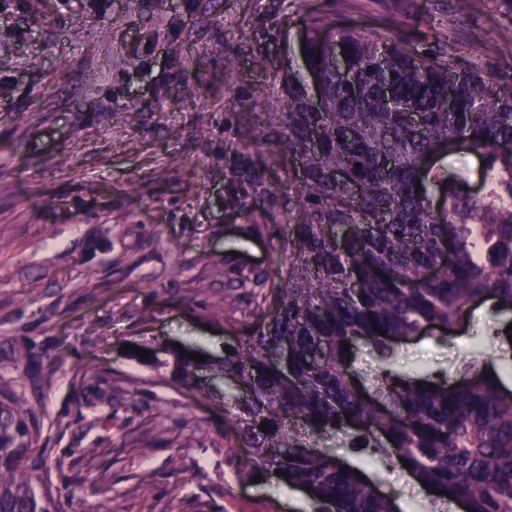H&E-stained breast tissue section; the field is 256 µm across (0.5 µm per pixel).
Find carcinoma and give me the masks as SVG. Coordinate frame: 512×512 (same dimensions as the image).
Returning <instances> with one entry per match:
<instances>
[{"label":"carcinoma","mask_w":512,"mask_h":512,"mask_svg":"<svg viewBox=\"0 0 512 512\" xmlns=\"http://www.w3.org/2000/svg\"><path fill=\"white\" fill-rule=\"evenodd\" d=\"M327 31L345 74L323 46ZM434 35L445 55L423 58L401 38L313 14L266 113L269 142L302 169L301 207L254 281L279 298L278 316L266 321L257 304L224 349V377L237 383L224 395V413L252 449L240 479L301 483L335 512H396L401 493H382L358 466L344 470L330 439L370 455L377 468L409 463L419 485L440 490L429 494L435 506L451 498L472 512H512V389L495 365L481 364L478 351L451 385L437 373L395 367L398 343L430 326L456 328L486 295L512 308V152L499 150L512 143V74L462 62L448 54L446 31ZM309 72L322 81L319 112L307 104ZM390 98L403 111H391ZM444 141L481 161L479 194L448 171L446 152L421 165ZM344 225L351 233L338 247L329 229ZM448 243L452 259L426 278ZM356 341L377 353L371 381L344 350ZM170 355L171 381L202 385L197 362ZM29 415L10 383H0V512H56L35 490L43 463Z\"/></svg>","instance_id":"carcinoma-1"}]
</instances>
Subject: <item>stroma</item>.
Here are the masks:
<instances>
[{
	"mask_svg": "<svg viewBox=\"0 0 512 512\" xmlns=\"http://www.w3.org/2000/svg\"><path fill=\"white\" fill-rule=\"evenodd\" d=\"M50 2L38 21L0 0V375L39 424L41 491L60 512H309L299 487L239 480L216 389L129 349L182 345L212 379L229 319L256 301L300 204L293 164L256 134L310 14L423 57L441 25L468 60L497 43L492 67L512 72V0L463 16L452 0ZM500 326L492 303L473 307L448 343H403L399 364L454 372Z\"/></svg>",
	"mask_w": 512,
	"mask_h": 512,
	"instance_id": "stroma-1",
	"label": "stroma"
}]
</instances>
